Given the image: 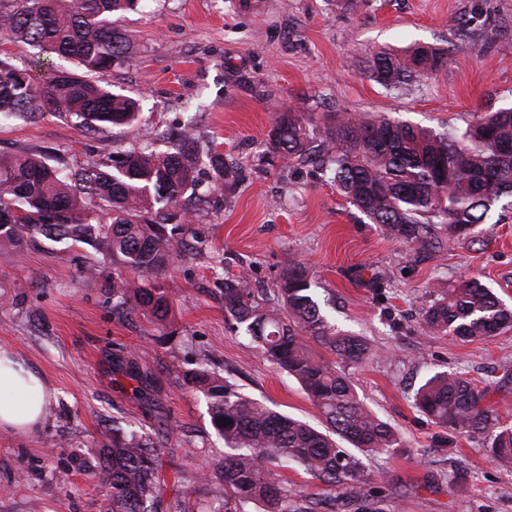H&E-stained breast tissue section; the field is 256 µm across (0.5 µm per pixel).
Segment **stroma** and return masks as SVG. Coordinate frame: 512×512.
Wrapping results in <instances>:
<instances>
[{
    "instance_id": "stroma-1",
    "label": "stroma",
    "mask_w": 512,
    "mask_h": 512,
    "mask_svg": "<svg viewBox=\"0 0 512 512\" xmlns=\"http://www.w3.org/2000/svg\"><path fill=\"white\" fill-rule=\"evenodd\" d=\"M460 28H453L452 20ZM131 62L103 80L139 99L134 130L98 133L46 113L0 122V153L53 151L70 168L136 149L166 150L185 124L200 142L238 163L237 182L202 167L208 202L192 214L205 242L160 275L172 298L163 324L112 306L114 268L88 246L44 237L0 255V349L46 379L39 426L0 432V512H106L97 469L113 427L154 442L170 512H213L224 486L212 463L224 453L205 398L185 378L208 363L235 390L320 426L295 379L267 361L224 314L220 276L275 282L289 259L316 278L329 321L363 337L373 356L346 372L364 404L402 445L360 454L371 512H512V469L483 438L436 424L414 395L438 371L486 392L512 425V329L462 342L428 335L425 309L439 290L477 279L512 307V212H494L477 240L434 232L441 245L418 251L384 238L347 203L324 167L269 151L274 115L327 122L339 112L389 117L446 132L512 107V0H141L118 22ZM422 45L444 65L408 89L370 78L366 55ZM317 512H357L323 482L288 470Z\"/></svg>"
}]
</instances>
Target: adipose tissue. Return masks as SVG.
<instances>
[{"label": "adipose tissue", "instance_id": "adipose-tissue-1", "mask_svg": "<svg viewBox=\"0 0 512 512\" xmlns=\"http://www.w3.org/2000/svg\"><path fill=\"white\" fill-rule=\"evenodd\" d=\"M44 380L35 372L0 357V429H32L41 421Z\"/></svg>", "mask_w": 512, "mask_h": 512}]
</instances>
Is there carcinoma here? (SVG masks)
<instances>
[{"mask_svg": "<svg viewBox=\"0 0 512 512\" xmlns=\"http://www.w3.org/2000/svg\"><path fill=\"white\" fill-rule=\"evenodd\" d=\"M138 0H0V35L73 62L42 85L29 68L0 58V116L29 119L59 112L90 130L131 126L137 100L92 79L131 61L127 38L112 17ZM445 54L423 46L402 54H371L368 72L388 90H402L440 68ZM273 152L312 163L328 162L332 182L388 239L429 246L432 227L445 224L470 239L495 209L512 210V107L480 117L459 136L437 134L389 118L338 113L323 132L316 118L276 113ZM220 176L236 168L217 151L198 146L187 125L164 152H125L112 163L77 169L24 152L0 157V251L20 253L41 235L88 245L112 264L137 271L140 281L112 279L113 308L166 318L170 299L157 275L173 256L205 243L185 224L181 199L199 187L201 165ZM310 270L288 260L272 295L240 274L224 279V313L245 327L263 355L294 377L318 409L325 430L279 414L248 398L202 367L190 379L208 400L212 424L224 439L214 464L224 483L216 512H314V502L289 485L282 470L295 465L346 501L364 495L361 464L342 448L361 452L400 446L394 428L367 409L345 367L370 358L360 336L342 333L322 313ZM427 332L460 340L494 337L512 327L509 310L478 280L450 289L424 312ZM484 392L459 374L438 372L417 390L415 405L437 423L482 436L493 457L512 467V426L482 404ZM155 447L135 429L112 433L99 466L109 490L107 512H162Z\"/></svg>", "mask_w": 512, "mask_h": 512, "instance_id": "1", "label": "carcinoma"}]
</instances>
